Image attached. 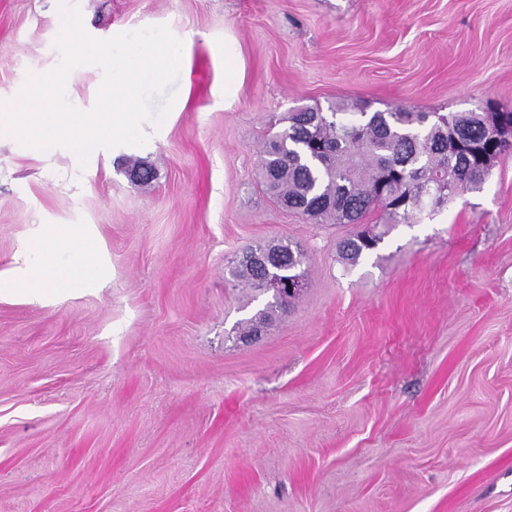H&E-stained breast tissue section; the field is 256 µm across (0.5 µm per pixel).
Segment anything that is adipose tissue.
Returning <instances> with one entry per match:
<instances>
[{"mask_svg": "<svg viewBox=\"0 0 512 512\" xmlns=\"http://www.w3.org/2000/svg\"><path fill=\"white\" fill-rule=\"evenodd\" d=\"M93 238L72 226L47 225L25 267L0 275V288L44 292L92 287L105 276Z\"/></svg>", "mask_w": 512, "mask_h": 512, "instance_id": "adipose-tissue-1", "label": "adipose tissue"}]
</instances>
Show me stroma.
I'll use <instances>...</instances> for the list:
<instances>
[{
	"mask_svg": "<svg viewBox=\"0 0 512 512\" xmlns=\"http://www.w3.org/2000/svg\"><path fill=\"white\" fill-rule=\"evenodd\" d=\"M64 3L97 39L167 26L184 64L145 145L0 136V272L73 224L108 275L0 295V512H512V151L353 268L357 226L255 176L299 108L512 110V0H0V107L57 66ZM281 240L305 285L240 341L266 299L228 269ZM240 85L239 55L237 49L224 42V102L234 100Z\"/></svg>",
	"mask_w": 512,
	"mask_h": 512,
	"instance_id": "1",
	"label": "stroma"
}]
</instances>
